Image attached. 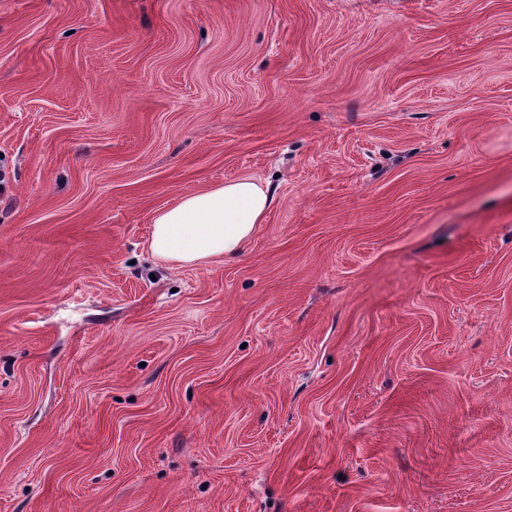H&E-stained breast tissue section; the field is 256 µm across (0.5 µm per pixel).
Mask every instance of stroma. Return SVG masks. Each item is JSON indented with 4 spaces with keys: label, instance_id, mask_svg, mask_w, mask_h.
I'll use <instances>...</instances> for the list:
<instances>
[{
    "label": "stroma",
    "instance_id": "stroma-1",
    "mask_svg": "<svg viewBox=\"0 0 512 512\" xmlns=\"http://www.w3.org/2000/svg\"><path fill=\"white\" fill-rule=\"evenodd\" d=\"M0 512H512V0H0ZM272 200L268 186L248 176L185 195L156 213L151 252L173 266L236 256L262 224Z\"/></svg>",
    "mask_w": 512,
    "mask_h": 512
}]
</instances>
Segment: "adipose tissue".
I'll use <instances>...</instances> for the list:
<instances>
[{"instance_id":"ef3b65f1","label":"adipose tissue","mask_w":512,"mask_h":512,"mask_svg":"<svg viewBox=\"0 0 512 512\" xmlns=\"http://www.w3.org/2000/svg\"><path fill=\"white\" fill-rule=\"evenodd\" d=\"M267 186L243 176L213 189L181 197L159 210L150 249L171 265H204L242 252L272 203Z\"/></svg>"}]
</instances>
